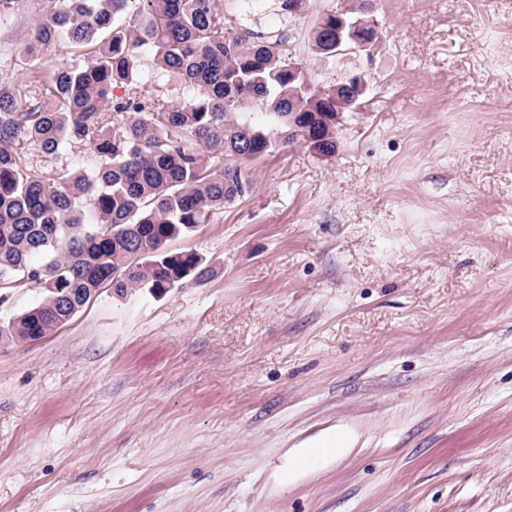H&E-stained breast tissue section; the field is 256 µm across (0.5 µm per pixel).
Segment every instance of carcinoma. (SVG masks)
I'll use <instances>...</instances> for the list:
<instances>
[{
    "label": "carcinoma",
    "instance_id": "cac0c4a2",
    "mask_svg": "<svg viewBox=\"0 0 512 512\" xmlns=\"http://www.w3.org/2000/svg\"><path fill=\"white\" fill-rule=\"evenodd\" d=\"M35 34L85 53L18 83L0 49V288L43 293L0 338L46 336L101 288L203 278L200 254L167 244L250 196L249 162L299 143L295 128L336 150L334 113L290 93L278 42L246 17L224 28V0H51ZM161 82L176 101L148 94Z\"/></svg>",
    "mask_w": 512,
    "mask_h": 512
}]
</instances>
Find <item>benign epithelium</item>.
Instances as JSON below:
<instances>
[{
	"label": "benign epithelium",
	"mask_w": 512,
	"mask_h": 512,
	"mask_svg": "<svg viewBox=\"0 0 512 512\" xmlns=\"http://www.w3.org/2000/svg\"><path fill=\"white\" fill-rule=\"evenodd\" d=\"M314 49L331 57L344 54L347 50L374 52L380 45V36L373 20L365 17L347 16L339 11L323 14L313 31ZM300 81L302 90L312 93V100H335L336 120L347 109H355L365 96L367 82L360 75H352L335 85V90L325 93L315 90L306 79L305 70L299 65L288 68V83Z\"/></svg>",
	"instance_id": "benign-epithelium-1"
}]
</instances>
